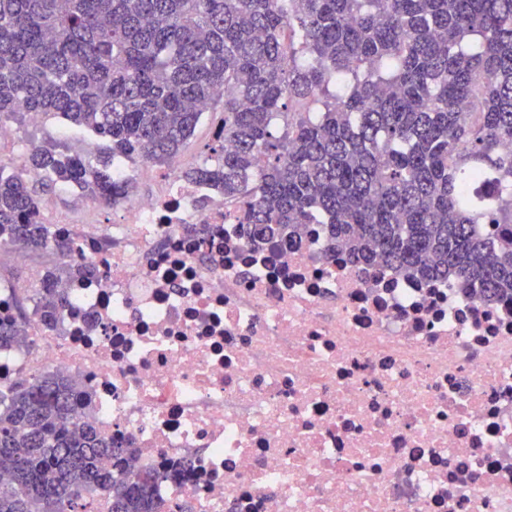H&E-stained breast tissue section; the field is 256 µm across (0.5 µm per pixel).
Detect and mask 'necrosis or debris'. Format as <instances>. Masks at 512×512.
<instances>
[{
	"instance_id": "necrosis-or-debris-1",
	"label": "necrosis or debris",
	"mask_w": 512,
	"mask_h": 512,
	"mask_svg": "<svg viewBox=\"0 0 512 512\" xmlns=\"http://www.w3.org/2000/svg\"><path fill=\"white\" fill-rule=\"evenodd\" d=\"M104 229L57 220L94 274L60 328L0 284V389L79 380L74 421L132 448L184 512H512V305L352 265L323 227L257 248L234 203L182 179Z\"/></svg>"
}]
</instances>
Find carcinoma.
Masks as SVG:
<instances>
[{
    "mask_svg": "<svg viewBox=\"0 0 512 512\" xmlns=\"http://www.w3.org/2000/svg\"><path fill=\"white\" fill-rule=\"evenodd\" d=\"M218 100L214 159L183 177L235 202L251 242L323 224L355 264L512 300V0H0V123L37 112L107 142L96 165L56 143L0 167V236L46 248L37 214L58 185L128 200L115 159L167 163ZM91 273L45 272L44 328L57 280ZM77 402L51 371L0 391V512L100 493L108 512H166L156 472L72 424Z\"/></svg>",
    "mask_w": 512,
    "mask_h": 512,
    "instance_id": "cac0c4a2",
    "label": "carcinoma"
}]
</instances>
